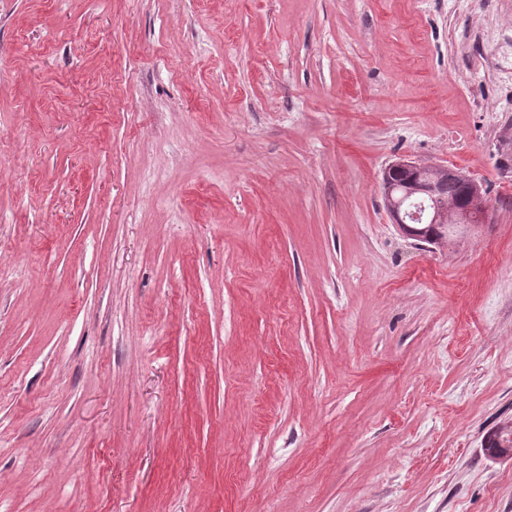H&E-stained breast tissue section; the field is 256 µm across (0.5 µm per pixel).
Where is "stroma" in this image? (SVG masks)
<instances>
[{
  "label": "stroma",
  "instance_id": "stroma-1",
  "mask_svg": "<svg viewBox=\"0 0 512 512\" xmlns=\"http://www.w3.org/2000/svg\"><path fill=\"white\" fill-rule=\"evenodd\" d=\"M509 417L512 0H0V512H512ZM430 166H437L442 169L445 174L444 180L439 181L431 176L429 171ZM398 170H413L423 178L427 179L428 182L434 186V183H448V186H452L457 181L468 182L470 186V205L467 210H462L456 207L454 212L448 213V224H462L466 223L468 213L470 210L477 209L481 212L482 217L488 218L487 209L484 203V196L481 192V187L478 182L470 177L469 175L459 171L458 169L447 166V165H429L417 163L407 159H400L389 164L383 172V181L386 184V193L384 197V203L387 209L392 213L394 223L405 226L407 216L411 220L423 221L425 217L426 206L424 202L419 205L416 204V210H405L401 216L400 208L403 203V198L396 199L393 196L394 188L390 184L389 174ZM469 177L471 181L468 180ZM462 187L448 189V195L452 196L454 200L462 194ZM448 195L441 194L438 196L431 195L430 208L432 209V217L429 223L438 224L437 227L431 226V224H410V228L406 231L409 235L414 236L418 239L425 240L432 237L436 242L434 244L438 247L448 246V224L446 222L447 217V203ZM444 224V225H443ZM413 226V227H412ZM483 443L492 458H512V419L505 420L489 430Z\"/></svg>",
  "mask_w": 512,
  "mask_h": 512
}]
</instances>
